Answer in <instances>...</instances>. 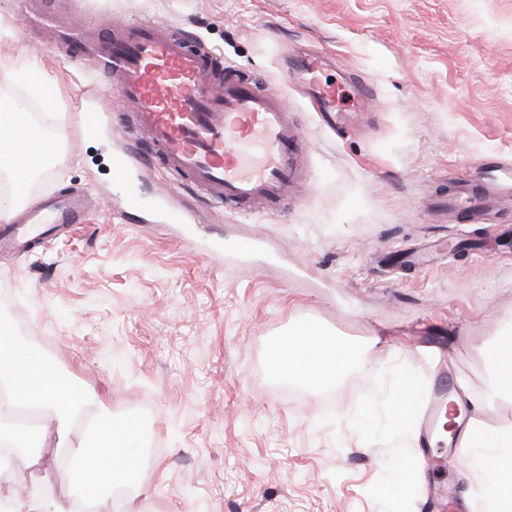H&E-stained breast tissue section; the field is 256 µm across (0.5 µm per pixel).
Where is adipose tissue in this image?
Masks as SVG:
<instances>
[{
    "instance_id": "obj_1",
    "label": "adipose tissue",
    "mask_w": 512,
    "mask_h": 512,
    "mask_svg": "<svg viewBox=\"0 0 512 512\" xmlns=\"http://www.w3.org/2000/svg\"><path fill=\"white\" fill-rule=\"evenodd\" d=\"M63 137L62 123H55L50 133H38L24 109L13 105L0 110V168L13 190L21 186V169L38 170L44 153ZM28 352V345L13 339L10 326L0 321V380L9 388L8 401L0 404V417L16 408L55 411L58 445L68 449L70 465L56 472L43 466L40 458L30 457L28 463L38 475L25 497L10 496L12 512H115L112 492L122 480V469L106 455L97 466H89L86 443L70 438L76 418L98 400V392L59 389L51 366L32 364ZM358 354L357 346L305 324L278 342L270 368L309 384L328 385L356 362ZM486 356L489 397L511 395V327L487 344ZM480 435L473 425L462 432L460 463L479 481L484 512H512V428L490 432L486 452L478 454L474 446Z\"/></svg>"
}]
</instances>
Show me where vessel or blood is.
Returning <instances> with one entry per match:
<instances>
[{
  "label": "vessel or blood",
  "mask_w": 512,
  "mask_h": 512,
  "mask_svg": "<svg viewBox=\"0 0 512 512\" xmlns=\"http://www.w3.org/2000/svg\"><path fill=\"white\" fill-rule=\"evenodd\" d=\"M29 21L52 31L66 60L107 80L125 117L122 133L159 156L172 175L188 179L212 206L276 209L305 182L303 136L285 104L286 90H257L225 66L222 54L159 20L116 23L103 37L85 26L58 24L43 10L30 12ZM324 67L316 53L293 64L327 109L342 90L323 82ZM88 206L86 196L75 193L29 206L11 235L0 239V249L26 248L45 224L78 223ZM447 389L446 379L435 384L426 426L439 420Z\"/></svg>",
  "instance_id": "1"
}]
</instances>
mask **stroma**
Segmentation results:
<instances>
[{
	"label": "stroma",
	"mask_w": 512,
	"mask_h": 512,
	"mask_svg": "<svg viewBox=\"0 0 512 512\" xmlns=\"http://www.w3.org/2000/svg\"><path fill=\"white\" fill-rule=\"evenodd\" d=\"M69 23L152 18L220 50L227 64L285 82L284 49L333 58L334 119L289 98L309 189L274 211L206 204L158 161L118 187L126 146L103 90L95 132L78 130L89 80L25 0H0V69L28 61L66 119L65 145L34 198L76 190L83 221L27 251L0 253V320L56 372L103 393L97 417L137 418L141 470L130 512H482L459 468L462 424L512 426V398L486 404L484 346L512 323V0H46ZM501 183L482 215L433 208L457 182ZM169 197L154 221L158 194ZM137 197L139 209L122 199ZM199 221L184 224L182 212ZM256 236L251 253L212 245ZM302 323L364 344L362 365L308 388L270 370ZM424 402L448 377L467 409L440 442L391 429L398 369ZM392 498L370 495L373 484Z\"/></svg>",
	"instance_id": "1"
}]
</instances>
